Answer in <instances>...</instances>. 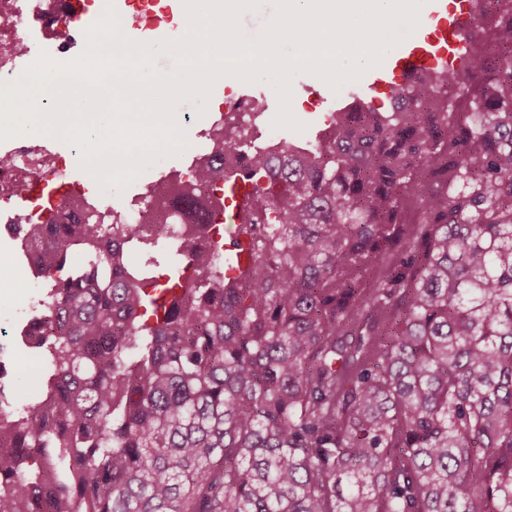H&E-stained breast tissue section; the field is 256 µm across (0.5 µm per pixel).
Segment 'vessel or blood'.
Wrapping results in <instances>:
<instances>
[{"label":"vessel or blood","mask_w":512,"mask_h":512,"mask_svg":"<svg viewBox=\"0 0 512 512\" xmlns=\"http://www.w3.org/2000/svg\"><path fill=\"white\" fill-rule=\"evenodd\" d=\"M434 9L441 16L436 38L420 40L409 38L393 57L384 62L370 79L371 84L393 81L407 84L418 78L427 68L439 67L452 73L468 67L469 61L459 53V37L472 26V9L469 0H459L456 8H448L444 0H435ZM248 212V201L237 197L230 216L225 219L224 250L232 252L236 240L242 237V225Z\"/></svg>","instance_id":"1"}]
</instances>
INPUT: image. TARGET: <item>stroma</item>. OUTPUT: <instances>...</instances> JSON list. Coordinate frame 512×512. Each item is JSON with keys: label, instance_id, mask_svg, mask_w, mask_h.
Instances as JSON below:
<instances>
[{"label": "stroma", "instance_id": "obj_1", "mask_svg": "<svg viewBox=\"0 0 512 512\" xmlns=\"http://www.w3.org/2000/svg\"><path fill=\"white\" fill-rule=\"evenodd\" d=\"M167 11L172 19L170 25L149 30L133 29V14L131 7L120 6L118 14L124 34L131 40L155 46L164 40L182 38L187 32V14L183 0H165ZM278 0H255L253 6L243 9L238 14V26L245 40L260 44L263 40V28L274 18L280 16ZM290 85H283L278 74L273 71H262L254 80L245 82L235 76L228 75L214 83L210 95L193 94L178 98L173 109L178 116V123L184 129L189 149L201 147L202 136L208 131L213 110L217 103L222 102L225 95L231 91L250 90L253 97L264 99L267 104L266 119L274 121L282 107L279 96L283 90H290V108L294 118L303 124V131L297 132L288 128L279 129L281 140L299 146L309 144L318 139L330 113L345 108L351 102V96L363 86V79L347 81V95H340L319 76L306 72L302 68H294L291 73ZM315 87L322 96V102L316 111H308L306 107V87ZM45 285L36 282L34 287L12 288L0 284V296L16 301L18 311L4 323L0 324V394L5 399H13L18 388L26 386L28 374L22 373L23 365L31 363L30 352L25 348L21 331L25 328L32 315L34 307L43 300Z\"/></svg>", "mask_w": 512, "mask_h": 512}]
</instances>
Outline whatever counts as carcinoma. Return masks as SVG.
Returning <instances> with one entry per match:
<instances>
[{
    "label": "carcinoma",
    "instance_id": "1",
    "mask_svg": "<svg viewBox=\"0 0 512 512\" xmlns=\"http://www.w3.org/2000/svg\"><path fill=\"white\" fill-rule=\"evenodd\" d=\"M407 109L338 112L184 199L224 241L21 224L39 391L0 408V512H512V13ZM166 246V280L132 257ZM236 206L234 207L232 214L224 218V254L229 255L234 251L233 243L236 240H243L245 236L241 233L243 226L239 224H245V219L248 212V201L244 196H237L235 198Z\"/></svg>",
    "mask_w": 512,
    "mask_h": 512
}]
</instances>
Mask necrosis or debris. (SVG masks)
I'll list each match as a JSON object with an SVG mask.
<instances>
[{"label": "necrosis or debris", "instance_id": "necrosis-or-debris-1", "mask_svg": "<svg viewBox=\"0 0 512 512\" xmlns=\"http://www.w3.org/2000/svg\"><path fill=\"white\" fill-rule=\"evenodd\" d=\"M75 15L62 0H0V84L18 78L38 57L43 44L78 55L83 46L72 39ZM260 102L228 95L217 111L207 142L183 172L158 176L156 160L144 163V190L129 202L107 207L108 224L133 226L137 233L157 238L179 236L187 225L176 205L186 185H194L198 198L210 196L209 182L199 180L202 163L223 158L225 165L246 166L250 154L224 145V132L234 129L239 139L252 135V123L262 112ZM66 162L46 137H15L0 154V217L11 224L72 223L85 214L88 198L83 187L71 183Z\"/></svg>", "mask_w": 512, "mask_h": 512}]
</instances>
